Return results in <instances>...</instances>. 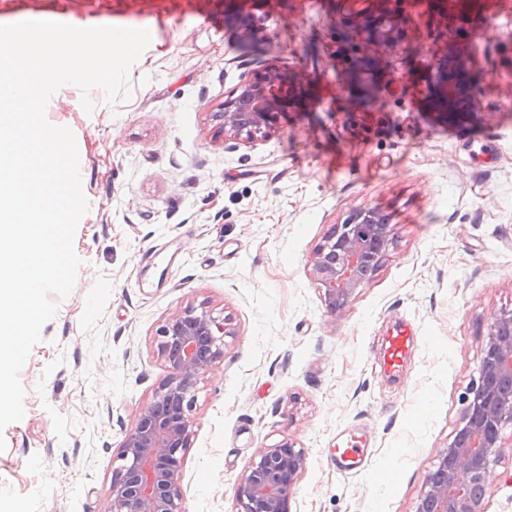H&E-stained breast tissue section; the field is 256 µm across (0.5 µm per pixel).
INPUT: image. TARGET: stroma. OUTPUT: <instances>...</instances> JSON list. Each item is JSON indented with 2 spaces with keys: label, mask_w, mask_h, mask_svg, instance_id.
I'll return each mask as SVG.
<instances>
[{
  "label": "stroma",
  "mask_w": 512,
  "mask_h": 512,
  "mask_svg": "<svg viewBox=\"0 0 512 512\" xmlns=\"http://www.w3.org/2000/svg\"><path fill=\"white\" fill-rule=\"evenodd\" d=\"M19 0L27 20L148 30L128 98L62 86L45 117L69 128L89 209L74 287L19 373L24 416L0 436V512H110L125 435L169 375L158 328L190 305L227 319L224 354L200 377L183 462L184 512H236V487L267 448L306 467L289 512H415L478 376L490 318L512 310V0L480 25L449 0H405L406 39L376 49L392 91L347 114L333 28L378 0ZM462 22L478 104L428 109L442 55L434 30ZM275 66L303 95L263 140L219 131L225 98ZM357 208L392 218L395 243L343 313L311 258ZM418 342L383 369L400 325ZM365 436L369 469L337 472L336 440ZM487 512H512V426L492 463Z\"/></svg>",
  "instance_id": "1"
}]
</instances>
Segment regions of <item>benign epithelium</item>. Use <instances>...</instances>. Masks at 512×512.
<instances>
[{"label": "benign epithelium", "mask_w": 512, "mask_h": 512, "mask_svg": "<svg viewBox=\"0 0 512 512\" xmlns=\"http://www.w3.org/2000/svg\"><path fill=\"white\" fill-rule=\"evenodd\" d=\"M388 23L355 14L336 25L350 85L359 105L372 109L389 90L380 72L369 74L367 47L393 46L404 38L399 26L401 0H381ZM445 45L439 85L426 94L428 107L441 114L448 88L456 86L461 54ZM299 96L289 76L269 68L246 81L224 100L221 131L251 143L271 134L277 115ZM392 244L388 219L373 209L355 210L317 247L311 259L315 280L333 313L342 312ZM225 320L207 306H189L158 329L159 351L169 376L126 434L112 471V512H183V456L193 433L195 387L223 354ZM464 413L451 443L428 475L416 512H486L491 464L500 449L503 428L512 424V312L494 315L483 349L478 379L463 396ZM306 465V452L291 443L267 449L252 461L235 492L237 512H288V504Z\"/></svg>", "instance_id": "obj_1"}]
</instances>
